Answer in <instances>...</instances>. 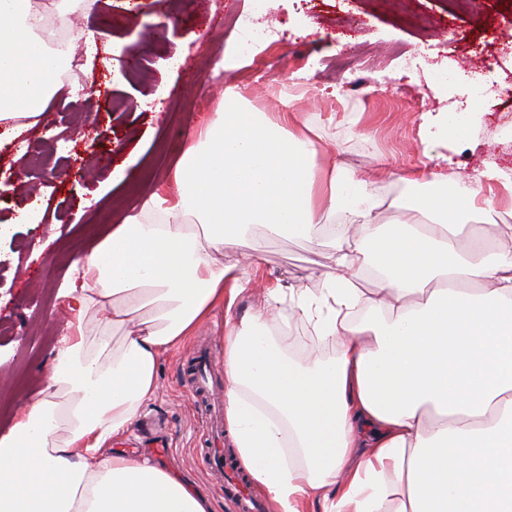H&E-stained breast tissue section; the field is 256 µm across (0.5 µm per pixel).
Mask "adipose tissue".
I'll list each match as a JSON object with an SVG mask.
<instances>
[{"instance_id": "1", "label": "adipose tissue", "mask_w": 512, "mask_h": 512, "mask_svg": "<svg viewBox=\"0 0 512 512\" xmlns=\"http://www.w3.org/2000/svg\"><path fill=\"white\" fill-rule=\"evenodd\" d=\"M78 0H0V141L38 119L59 60L24 19L68 21ZM311 123L290 112L216 113L145 201L60 288L72 300L47 386L0 438V512H211L207 497L106 444L159 389L162 356L247 291L224 247L256 225L338 223L318 289L271 288L224 331V424L235 462L272 512H512V225L464 216L494 197L400 198L381 221L379 176L319 166ZM380 276L370 292L362 266ZM290 303L335 356L291 359L272 336Z\"/></svg>"}]
</instances>
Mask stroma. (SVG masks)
<instances>
[{
    "instance_id": "35a3bbf8",
    "label": "stroma",
    "mask_w": 512,
    "mask_h": 512,
    "mask_svg": "<svg viewBox=\"0 0 512 512\" xmlns=\"http://www.w3.org/2000/svg\"><path fill=\"white\" fill-rule=\"evenodd\" d=\"M252 0H174L179 22L167 41L152 34L155 0H89L71 15L73 32L93 31L98 55L84 62L76 94L47 106L43 122L20 141L0 145V437L22 407L39 398L52 353L64 335L66 309L57 299L72 261L141 205L162 183L184 144L217 112L234 88L244 112H291L309 121L327 154L356 168L384 174L377 193L381 214L398 216L393 200L419 193L407 173H446L448 188L461 181L487 188V164L512 169V4L497 0H266V20L283 34L273 46L241 55L230 25L250 14ZM485 45L466 49V37ZM140 56L117 63L130 44ZM410 49L422 60L404 71L394 56ZM239 59L224 73V57ZM180 58L172 67L170 57ZM365 58L372 71L341 77L339 57ZM268 70L265 94L253 80ZM454 70L452 86L429 85L434 71ZM493 85L490 97L469 98L460 84ZM471 108L473 122L458 136L453 165H436V145L420 143L421 116L444 106ZM27 143L29 151L19 150ZM331 246L299 235L267 236L261 259L249 270L251 287L232 307H216L198 335L163 356L160 390L145 402L141 420L166 428L161 468L208 497L214 512H234L224 482L204 464L213 440L204 400L195 397L189 362L198 347L224 367V323L240 321L261 304L271 285L319 288L332 265ZM126 432L133 438L142 425Z\"/></svg>"
}]
</instances>
